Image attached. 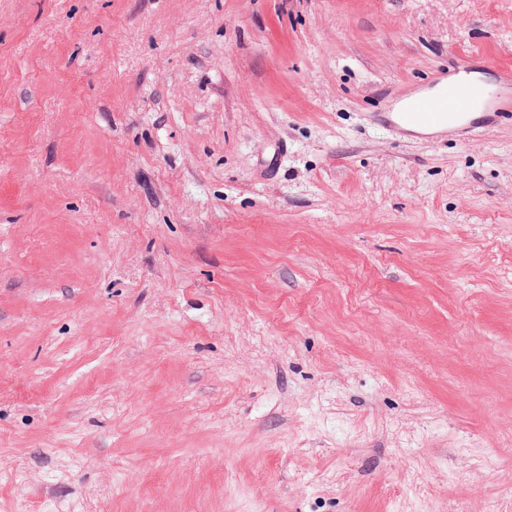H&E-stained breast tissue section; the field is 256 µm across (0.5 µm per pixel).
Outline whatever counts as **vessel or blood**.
I'll use <instances>...</instances> for the list:
<instances>
[{
  "instance_id": "b4317fda",
  "label": "vessel or blood",
  "mask_w": 512,
  "mask_h": 512,
  "mask_svg": "<svg viewBox=\"0 0 512 512\" xmlns=\"http://www.w3.org/2000/svg\"><path fill=\"white\" fill-rule=\"evenodd\" d=\"M432 92L401 96L395 112H374L375 124L406 136L429 130L463 136L473 128H492L512 117V72L497 75L496 90L479 85L469 59L449 61L431 77Z\"/></svg>"
}]
</instances>
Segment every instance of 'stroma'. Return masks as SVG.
I'll return each instance as SVG.
<instances>
[{
	"label": "stroma",
	"instance_id": "stroma-1",
	"mask_svg": "<svg viewBox=\"0 0 512 512\" xmlns=\"http://www.w3.org/2000/svg\"><path fill=\"white\" fill-rule=\"evenodd\" d=\"M512 0H0V512H512V121L369 114Z\"/></svg>",
	"mask_w": 512,
	"mask_h": 512
}]
</instances>
